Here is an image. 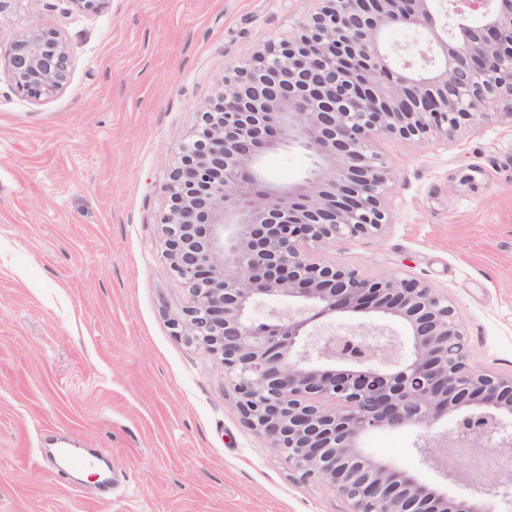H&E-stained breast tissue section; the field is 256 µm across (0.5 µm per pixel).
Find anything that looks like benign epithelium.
Returning a JSON list of instances; mask_svg holds the SVG:
<instances>
[{
    "instance_id": "benign-epithelium-1",
    "label": "benign epithelium",
    "mask_w": 512,
    "mask_h": 512,
    "mask_svg": "<svg viewBox=\"0 0 512 512\" xmlns=\"http://www.w3.org/2000/svg\"><path fill=\"white\" fill-rule=\"evenodd\" d=\"M320 2L296 34L224 76L217 111L170 172L164 255L190 295L175 335L224 366L243 422L303 478L333 486L347 512H492L361 443L418 429L422 463L468 489L473 480L448 466L446 448L512 460V376L470 363L447 295L312 252L387 224L393 173L374 140L446 143L459 119L479 124L489 100L512 96V0ZM392 29L412 39L390 45ZM9 65L17 92L37 100L64 86L67 46L37 23L13 41ZM290 145L314 158V172L268 181L262 159ZM282 301L288 311L257 314ZM491 487L512 506L511 467Z\"/></svg>"
}]
</instances>
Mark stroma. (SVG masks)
Returning a JSON list of instances; mask_svg holds the SVG:
<instances>
[{
    "instance_id": "1",
    "label": "stroma",
    "mask_w": 512,
    "mask_h": 512,
    "mask_svg": "<svg viewBox=\"0 0 512 512\" xmlns=\"http://www.w3.org/2000/svg\"><path fill=\"white\" fill-rule=\"evenodd\" d=\"M319 0H12L0 13V512H346L241 419L222 365L176 337L188 292L164 256L165 185L224 75L294 34ZM63 36L66 85L14 88L11 42ZM447 144L381 138L388 223L321 249L369 277L447 294L476 368L512 375V97ZM313 169L292 148L269 178ZM418 432L367 435L368 456L441 478ZM55 448L107 454L111 488L53 469Z\"/></svg>"
}]
</instances>
